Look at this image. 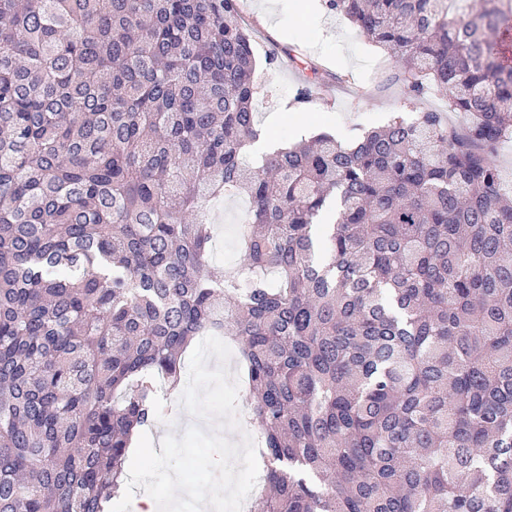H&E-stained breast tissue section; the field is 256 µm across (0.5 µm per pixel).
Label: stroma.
<instances>
[{"label":"stroma","mask_w":512,"mask_h":512,"mask_svg":"<svg viewBox=\"0 0 512 512\" xmlns=\"http://www.w3.org/2000/svg\"><path fill=\"white\" fill-rule=\"evenodd\" d=\"M296 4L297 0H240L265 85L255 102L256 119L272 139L294 144L301 137L326 132L347 146L362 132L384 125L394 113L411 116L419 109L440 112L456 126L468 123V115L454 111L447 95L433 87L416 105H409L403 88L381 83L386 68L383 50L367 42L342 15L324 9L308 19ZM270 52L278 57L271 66L264 61ZM314 63L323 67L324 79L303 103L300 91L309 85ZM341 74L346 77L342 83L337 80ZM245 213L246 203L240 198L225 199L211 211L214 263H237V229Z\"/></svg>","instance_id":"stroma-1"}]
</instances>
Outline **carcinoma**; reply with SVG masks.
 I'll return each instance as SVG.
<instances>
[{
  "label": "carcinoma",
  "mask_w": 512,
  "mask_h": 512,
  "mask_svg": "<svg viewBox=\"0 0 512 512\" xmlns=\"http://www.w3.org/2000/svg\"><path fill=\"white\" fill-rule=\"evenodd\" d=\"M325 5L469 125L395 114L246 162L239 0H0V512H105L204 335L245 363L257 512H512V65L488 37L512 4ZM227 196L232 269L205 219ZM494 165L499 169L504 183L512 186V141L507 139L498 148L491 158ZM246 213V203L240 198H225L210 213L209 220L216 231L213 239L212 261L218 265L238 262L237 229Z\"/></svg>",
  "instance_id": "obj_1"
}]
</instances>
